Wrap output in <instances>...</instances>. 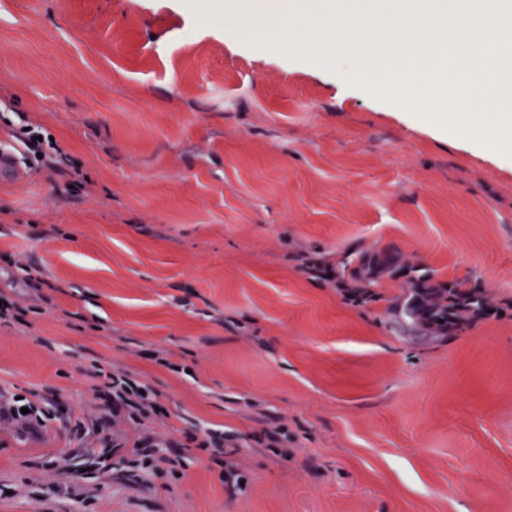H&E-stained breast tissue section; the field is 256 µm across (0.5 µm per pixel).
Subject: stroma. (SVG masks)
Listing matches in <instances>:
<instances>
[{
	"instance_id": "stroma-1",
	"label": "stroma",
	"mask_w": 512,
	"mask_h": 512,
	"mask_svg": "<svg viewBox=\"0 0 512 512\" xmlns=\"http://www.w3.org/2000/svg\"><path fill=\"white\" fill-rule=\"evenodd\" d=\"M181 3L0 0V139L69 157L0 179V391L53 415L0 422V512H512V163ZM306 256L393 270L362 308ZM422 278L490 315L403 331ZM111 367L163 416L113 420ZM24 128H28V131L21 132L20 141L24 147L32 152L38 162H40L43 168L52 171L63 173L62 165L66 163L68 155L65 154L63 149L59 147L55 142L49 144V150L44 147V139L39 141L38 136L41 134L35 130V127L26 125ZM33 137H36V141H33ZM41 153V156H38ZM445 284L448 285V314L454 315V319L448 321V336L488 316L489 303L478 288L468 287L464 280H450Z\"/></svg>"
}]
</instances>
